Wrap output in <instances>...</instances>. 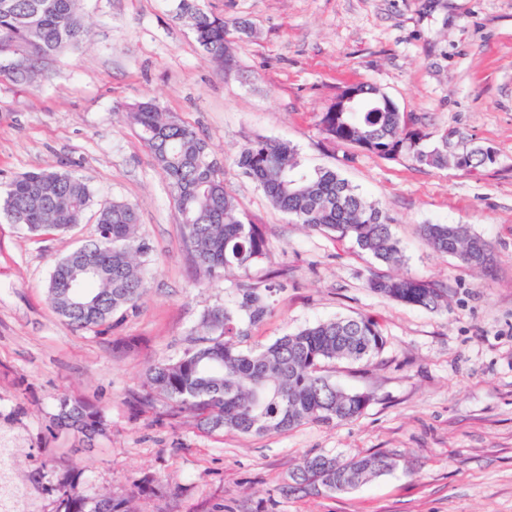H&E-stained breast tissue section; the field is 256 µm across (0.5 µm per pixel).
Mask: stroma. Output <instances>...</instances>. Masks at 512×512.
<instances>
[{
  "instance_id": "1",
  "label": "stroma",
  "mask_w": 512,
  "mask_h": 512,
  "mask_svg": "<svg viewBox=\"0 0 512 512\" xmlns=\"http://www.w3.org/2000/svg\"><path fill=\"white\" fill-rule=\"evenodd\" d=\"M249 22L225 68L173 18V0H83L87 41L51 77L0 82V184L35 169L69 171L94 205L139 206L148 288L111 333L77 331L52 310L56 260L96 235V216L60 236H34L0 215V435L19 440L13 478L28 512H55L46 472L75 469L85 494L135 495L139 512H512V0H202ZM368 83L404 112L408 129L455 133L491 147L474 170L390 159L324 138L336 94ZM153 98L195 126L224 161V184L269 256L218 280L200 278L166 183L129 106ZM291 142L307 171L335 169L392 220L401 262L388 266L348 240L275 209L234 158L258 138ZM424 224H466L492 247L490 266L428 248ZM407 275L445 294L427 310L371 292L369 278ZM277 284L270 312L241 348L306 326L368 314L386 343L367 363L326 373L370 393L356 420L283 434H206L164 401L133 413L145 368L178 359L211 309L236 308L240 288ZM102 411L106 436L86 448L50 434L60 395ZM387 452L396 469L347 493L290 491L303 458ZM157 493L144 494V479Z\"/></svg>"
}]
</instances>
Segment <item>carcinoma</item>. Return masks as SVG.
Here are the masks:
<instances>
[{"label":"carcinoma","mask_w":512,"mask_h":512,"mask_svg":"<svg viewBox=\"0 0 512 512\" xmlns=\"http://www.w3.org/2000/svg\"><path fill=\"white\" fill-rule=\"evenodd\" d=\"M174 17L190 27L198 44L213 59L232 60L230 32H251L238 19L224 20L198 0H177ZM91 29L80 13L79 0H0V80L34 86L47 77L58 57L88 39ZM362 107L357 112L321 113L326 139L362 148L382 158L406 154L419 164H456L458 150L448 147V134L428 149L424 135L406 128L404 113L379 110L383 92L357 85ZM139 129L155 166L162 174L174 207L184 246L208 279L230 270H246L266 258L268 243L262 231L247 224L235 198L224 186V162L211 151L192 125L164 112L155 100L139 102L126 113ZM235 164L256 181L272 205L312 230L336 234L386 264L400 261L398 243L388 215L357 188L331 169L313 174L297 170L295 148L286 141L259 138L244 144ZM93 192L72 173L26 172L10 181L0 194V213L35 235L69 232L83 222ZM97 235L59 259L48 284L53 311L68 325L96 335L112 330L117 313L134 308L147 290L145 261L149 246L140 233L139 208L112 201L97 211ZM423 242L437 253L451 255L471 267L493 259L487 241L464 224H423ZM370 290L406 305L437 309L442 291L428 280L413 277L372 279ZM266 297L245 290L238 308H216L201 321L199 346L177 360L147 367L143 394L130 400L135 413L153 405L155 397L169 403L168 415H190L207 432L243 435L283 433L306 423L330 426L360 417L370 395L345 391L322 374L333 361H370L385 340L378 322L369 315L319 322L248 351L236 338L266 315ZM54 427L80 434L91 443L107 431L101 412L63 397ZM395 458L375 452L338 461L322 454L307 456L292 472L295 486L336 484L354 490L391 471ZM81 473L58 472L47 491L57 493L56 512H137L133 496H85L77 491Z\"/></svg>","instance_id":"obj_1"}]
</instances>
